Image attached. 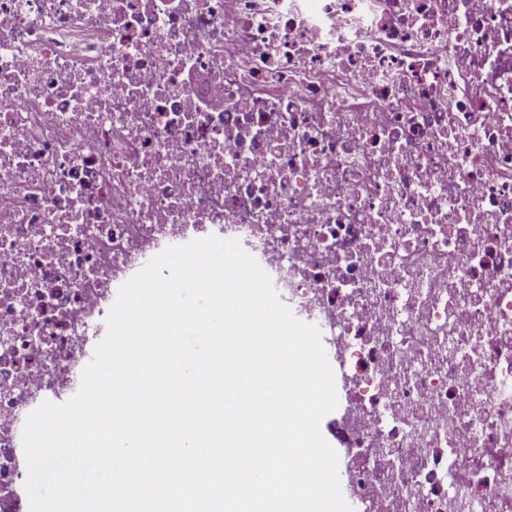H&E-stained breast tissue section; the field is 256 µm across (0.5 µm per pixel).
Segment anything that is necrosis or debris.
<instances>
[{"mask_svg": "<svg viewBox=\"0 0 512 512\" xmlns=\"http://www.w3.org/2000/svg\"><path fill=\"white\" fill-rule=\"evenodd\" d=\"M211 235L319 328L363 512H512V0H0V512Z\"/></svg>", "mask_w": 512, "mask_h": 512, "instance_id": "1", "label": "necrosis or debris"}]
</instances>
